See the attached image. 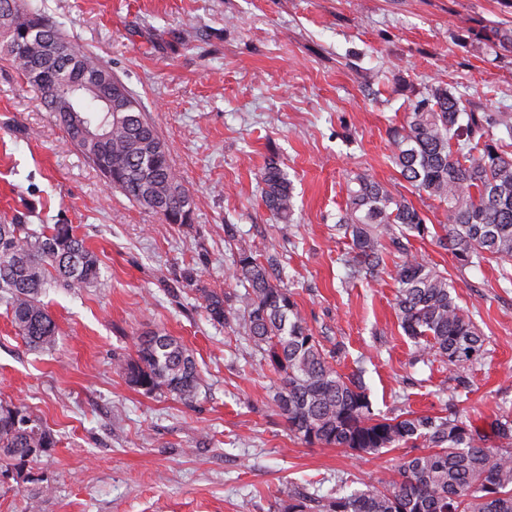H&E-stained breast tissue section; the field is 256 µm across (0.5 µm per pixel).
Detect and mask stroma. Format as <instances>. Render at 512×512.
Returning a JSON list of instances; mask_svg holds the SVG:
<instances>
[{"mask_svg":"<svg viewBox=\"0 0 512 512\" xmlns=\"http://www.w3.org/2000/svg\"><path fill=\"white\" fill-rule=\"evenodd\" d=\"M97 54L140 101L194 196L190 223H165L110 188L0 57V224H69L105 281L49 290L58 325L30 350L0 303V404H22L56 445L0 469V512H277L291 483L334 492L389 475L400 451L310 447L271 404L279 380L232 328L210 322L196 290L236 292L246 249L282 256L309 327L344 373L361 372L375 410L437 413L455 404L487 426L512 409V281L495 260L458 269L432 240L412 250L447 275L485 344L467 378L414 363L387 273L353 277L336 228L350 173L401 192L431 222L437 202L401 179L391 132L430 85L457 87L472 109L512 118V52L477 34L512 21L502 0H30ZM277 158L295 214L279 223L259 175ZM179 337L202 369L185 404L128 385L117 360L137 336Z\"/></svg>","mask_w":512,"mask_h":512,"instance_id":"stroma-1","label":"stroma"}]
</instances>
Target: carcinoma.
<instances>
[{"label":"carcinoma","instance_id":"1","mask_svg":"<svg viewBox=\"0 0 512 512\" xmlns=\"http://www.w3.org/2000/svg\"><path fill=\"white\" fill-rule=\"evenodd\" d=\"M0 49L30 92L52 112L70 144L106 182L168 224H188L195 209L166 144L139 100L97 56L71 40L50 17L0 0ZM490 49H512V28L482 29ZM117 87L110 104L73 97L74 71ZM497 122L466 110L463 97L445 86L428 89L392 135L390 160L413 189L444 205L445 222L431 231L403 194L367 174L349 180L338 229L351 236L346 263L374 277L392 248L400 255L390 273L403 334L415 360L455 368L457 383L481 355L484 336L451 293L448 277L411 251V240L432 237L461 268L486 259L512 262V152L496 138ZM261 198L284 223L294 214L288 173L276 161L260 173ZM276 255L261 259L241 251L231 277L244 291L228 296L198 289L208 319L235 326L259 363L280 376L272 405L288 430L311 447L379 454L403 449L394 474L376 486L321 496L288 485L276 502L284 512H512V411L490 430L456 412L394 417L374 413L362 383L339 372L333 354L314 335L294 293L275 275ZM98 257L70 224H0V302L19 336L33 350L55 347L58 328L42 297L51 288L80 291L101 285ZM127 382L147 394L193 401L201 386L194 354L166 332L140 336L135 355L121 361ZM56 440L23 406L0 405V460L22 465Z\"/></svg>","mask_w":512,"mask_h":512}]
</instances>
